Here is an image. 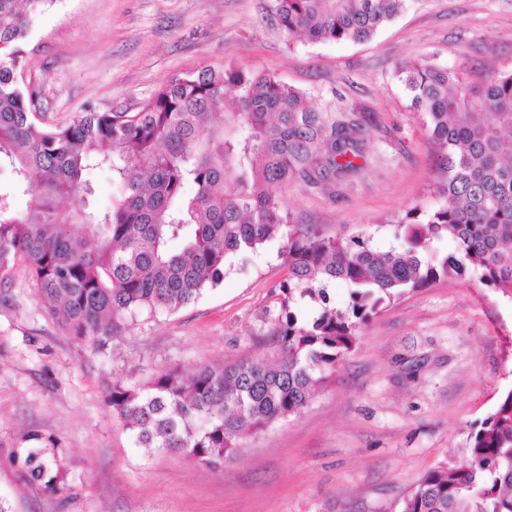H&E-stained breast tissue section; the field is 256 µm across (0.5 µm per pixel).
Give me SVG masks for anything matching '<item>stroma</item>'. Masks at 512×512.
Instances as JSON below:
<instances>
[{"label":"stroma","instance_id":"obj_1","mask_svg":"<svg viewBox=\"0 0 512 512\" xmlns=\"http://www.w3.org/2000/svg\"><path fill=\"white\" fill-rule=\"evenodd\" d=\"M271 0H54L25 42L46 122L136 108L172 75L232 65L304 91L311 106H367L361 171L280 195L295 224L399 248L397 223L436 210L430 124L398 77L407 61L475 84L512 70V0H408L369 40L310 43L275 24ZM273 241L225 267L181 309L134 319L111 353L75 341L24 268L0 302V512H396L437 465L468 464L474 422L512 389V298L477 275L405 292L361 332L327 390L212 468L132 447L104 402L115 383L261 355L287 271ZM66 450L68 497L18 477L27 436Z\"/></svg>","mask_w":512,"mask_h":512}]
</instances>
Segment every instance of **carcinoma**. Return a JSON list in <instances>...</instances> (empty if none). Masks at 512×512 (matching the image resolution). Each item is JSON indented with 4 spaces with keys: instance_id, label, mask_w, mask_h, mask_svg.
<instances>
[{
    "instance_id": "obj_1",
    "label": "carcinoma",
    "mask_w": 512,
    "mask_h": 512,
    "mask_svg": "<svg viewBox=\"0 0 512 512\" xmlns=\"http://www.w3.org/2000/svg\"><path fill=\"white\" fill-rule=\"evenodd\" d=\"M52 2L0 0V169L11 173L0 184V283L24 266L69 335L104 354L134 316L178 310L221 283L230 257L277 240L288 269L268 355L170 368L106 392L134 447L222 467L244 438L299 414L332 383L362 326L404 292L476 273L512 294V70L475 85L434 64L399 69L430 122L443 203L424 221L407 214L402 247L380 253L365 239L293 224L282 209L290 184L321 185L361 169L365 116L317 111L305 92L270 74L203 67L170 78L133 112L39 119L41 89L27 76L23 44ZM406 2L273 0L272 14L310 43L365 41ZM101 165L119 187L104 209L91 204L85 179ZM17 196L26 199L20 212ZM444 235L456 253L428 257L430 240ZM336 280L350 289L348 309L324 304L299 319L295 301H326ZM26 442L20 478L65 495L57 441ZM468 452L466 466L428 471L397 512H512V390L471 427Z\"/></svg>"
}]
</instances>
